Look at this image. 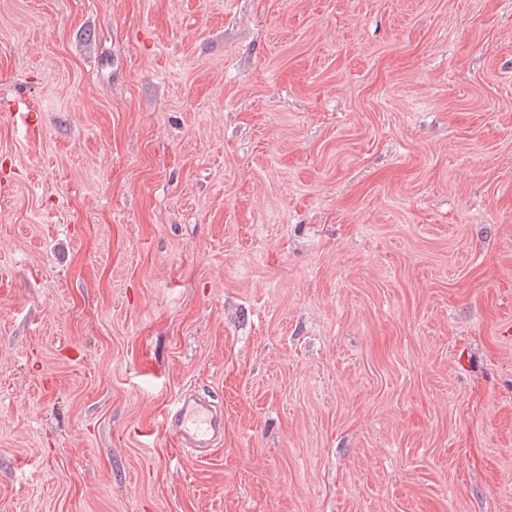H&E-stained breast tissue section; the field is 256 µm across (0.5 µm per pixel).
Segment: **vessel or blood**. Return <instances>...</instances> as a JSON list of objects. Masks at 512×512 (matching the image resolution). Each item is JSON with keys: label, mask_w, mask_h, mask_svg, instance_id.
<instances>
[{"label": "vessel or blood", "mask_w": 512, "mask_h": 512, "mask_svg": "<svg viewBox=\"0 0 512 512\" xmlns=\"http://www.w3.org/2000/svg\"><path fill=\"white\" fill-rule=\"evenodd\" d=\"M165 429L175 447L208 457L224 435V415L195 390H187L165 418Z\"/></svg>", "instance_id": "obj_1"}]
</instances>
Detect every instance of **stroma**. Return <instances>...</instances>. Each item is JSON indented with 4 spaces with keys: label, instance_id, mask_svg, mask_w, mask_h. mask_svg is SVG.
Returning a JSON list of instances; mask_svg holds the SVG:
<instances>
[{
    "label": "stroma",
    "instance_id": "obj_1",
    "mask_svg": "<svg viewBox=\"0 0 512 512\" xmlns=\"http://www.w3.org/2000/svg\"><path fill=\"white\" fill-rule=\"evenodd\" d=\"M17 102L0 512H512V0H0ZM165 429L176 448H191L208 457L224 435V415L196 390H187L165 418Z\"/></svg>",
    "mask_w": 512,
    "mask_h": 512
}]
</instances>
